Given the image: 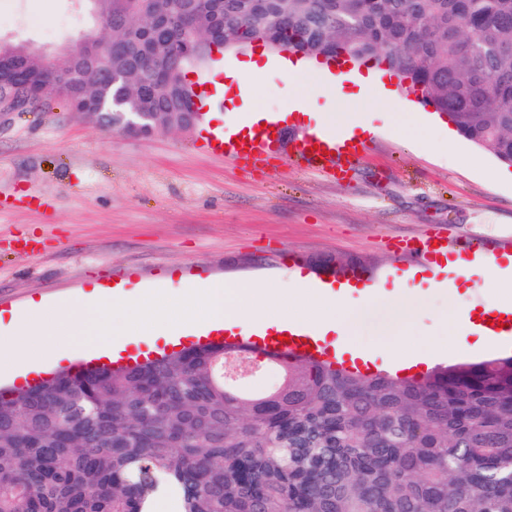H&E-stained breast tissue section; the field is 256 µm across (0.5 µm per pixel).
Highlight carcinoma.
Masks as SVG:
<instances>
[{"mask_svg": "<svg viewBox=\"0 0 512 512\" xmlns=\"http://www.w3.org/2000/svg\"><path fill=\"white\" fill-rule=\"evenodd\" d=\"M93 27L59 51L0 39V92L30 105L46 81L95 118L80 91L120 69L102 50L88 70L85 36L112 23V43L139 56L126 111L165 113L192 96L175 46L210 33L224 12L225 48L260 29L297 36L306 57L386 66L458 132L512 163V0H202L201 29L156 41L145 14L179 0H79ZM231 344L190 347L132 368L63 371L0 393V512H512V357L438 368L418 378L326 362L272 359L271 389L242 393L213 365Z\"/></svg>", "mask_w": 512, "mask_h": 512, "instance_id": "carcinoma-1", "label": "carcinoma"}]
</instances>
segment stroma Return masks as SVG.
<instances>
[{
	"label": "stroma",
	"instance_id": "stroma-1",
	"mask_svg": "<svg viewBox=\"0 0 512 512\" xmlns=\"http://www.w3.org/2000/svg\"><path fill=\"white\" fill-rule=\"evenodd\" d=\"M89 25L77 0H0V38L13 42L58 49ZM306 82L313 116L347 112L376 129L348 178L290 162L245 168L198 150L192 129L121 135L60 98L0 120V318L83 296L131 270L140 278L127 285L128 298L159 288L177 299L195 271L267 288L339 257L366 266L379 286L371 297L354 294L364 316L346 345L386 358L397 303L414 312L409 347L432 348L437 365L474 361L454 351L443 316L483 302L482 271L454 290L427 280L398 290L386 275L397 258L384 242L434 225L470 242L512 237V165L461 137L442 148L447 117L415 95L408 108L435 121L418 145L386 131L375 92L342 101L315 75ZM250 90L209 119L230 123L257 104L279 111L288 75L274 66Z\"/></svg>",
	"mask_w": 512,
	"mask_h": 512
}]
</instances>
